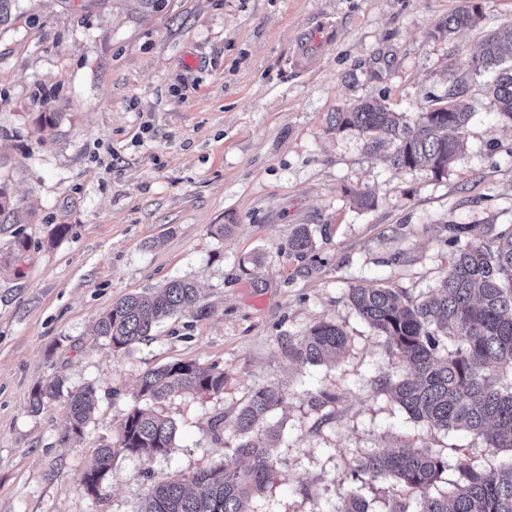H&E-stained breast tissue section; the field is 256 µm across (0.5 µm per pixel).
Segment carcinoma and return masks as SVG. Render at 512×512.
<instances>
[{"mask_svg":"<svg viewBox=\"0 0 512 512\" xmlns=\"http://www.w3.org/2000/svg\"><path fill=\"white\" fill-rule=\"evenodd\" d=\"M481 4L463 6L445 19L436 35L477 25ZM477 76L496 74L490 86L491 106L512 125V21L488 36L469 61ZM466 89L448 88V111H418L409 117L377 101L357 102L331 113L336 132L355 130L365 148L386 151L394 168H422L442 176L462 150L475 107ZM448 240L457 246L448 269L430 295L413 300L391 288L349 289V301L378 335L385 337L389 355L405 374L378 380L382 393L409 415L433 430H465L482 438L488 448L512 452V385L501 374L512 372V227L484 242L471 224H445ZM314 249L308 225L300 224L288 241L289 253L304 258ZM197 318L208 315L198 289L187 279H172L152 292L128 295L112 304L96 323V334L110 341L114 351L146 340L157 324L176 313ZM348 336L336 324L322 322L295 342L288 354L301 364L321 365L337 359ZM176 390H224V373L193 362H180L147 371L141 395L158 400ZM60 392V382L34 389L31 408ZM282 398L272 387L254 392L235 416V434L219 470L169 477L151 483L139 512H246L244 501L261 495L276 471L273 454L280 436L271 420ZM66 433L78 434L94 408L92 390L70 394ZM176 425L149 410L135 408L122 424L119 449L98 450L86 481L94 482L110 470L117 452L145 462L165 457L174 448ZM447 468L427 447L403 444L361 459L355 476L391 478L401 483L405 497L386 503V512H512V462L498 469L458 465L453 489L434 495L431 487ZM336 512H372L371 504L353 491L340 496Z\"/></svg>","mask_w":512,"mask_h":512,"instance_id":"carcinoma-1","label":"carcinoma"}]
</instances>
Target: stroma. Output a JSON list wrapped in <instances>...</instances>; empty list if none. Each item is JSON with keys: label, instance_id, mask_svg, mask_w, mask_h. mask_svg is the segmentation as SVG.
<instances>
[{"label": "stroma", "instance_id": "35a3bbf8", "mask_svg": "<svg viewBox=\"0 0 512 512\" xmlns=\"http://www.w3.org/2000/svg\"><path fill=\"white\" fill-rule=\"evenodd\" d=\"M462 3L12 0L0 23V186L18 211L0 216V512H138L150 480L222 467L211 419L232 435L267 386L283 397L277 475L250 512H334L351 489L384 512L402 488L354 473L397 443L447 460L438 493L461 462L505 461L379 391L403 368L348 299L359 284L431 291L454 250L442 225L488 240L512 225V125L468 67L483 35L512 20V0H481L476 28L434 37ZM454 82L477 110L443 176L391 168L356 132L330 128L331 112L359 101L434 107ZM360 190L373 207L355 204ZM300 224L315 238L303 259L288 252ZM175 277L209 316H170L122 352L96 335L113 302ZM324 321L346 333L345 353L292 359L285 340ZM176 362L223 371V392L141 396L148 370ZM51 380L60 394L32 410ZM88 387L95 411L66 434L68 394ZM136 408L175 422L173 451L149 464L118 454L88 495L81 476Z\"/></svg>", "mask_w": 512, "mask_h": 512}]
</instances>
